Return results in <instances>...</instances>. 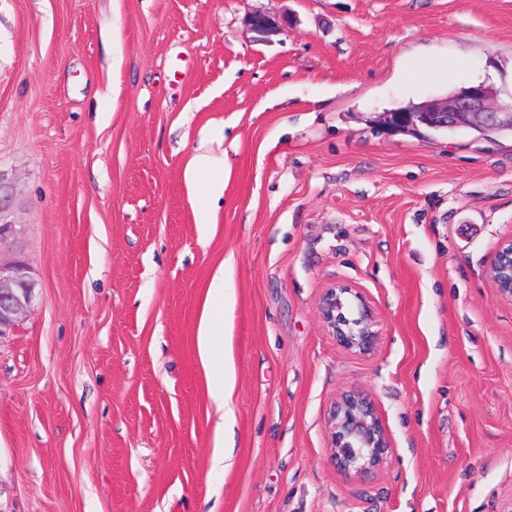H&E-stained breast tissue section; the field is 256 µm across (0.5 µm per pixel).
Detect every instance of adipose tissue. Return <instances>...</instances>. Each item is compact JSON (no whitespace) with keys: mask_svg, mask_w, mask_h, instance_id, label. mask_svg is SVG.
<instances>
[{"mask_svg":"<svg viewBox=\"0 0 512 512\" xmlns=\"http://www.w3.org/2000/svg\"><path fill=\"white\" fill-rule=\"evenodd\" d=\"M220 165L215 156L206 151L197 152L191 159L185 172V180L193 191L200 210H207L211 200L224 193V177L219 173ZM209 175L206 186H199L200 175ZM208 299L212 305L204 312L197 334V350L205 365L211 384V393L215 411L219 420L215 426L213 471H223L230 456L226 443V433L232 426L233 415L224 396V345L219 337L224 333V321L218 316L217 307L224 304V278L216 276L210 283Z\"/></svg>","mask_w":512,"mask_h":512,"instance_id":"1","label":"adipose tissue"}]
</instances>
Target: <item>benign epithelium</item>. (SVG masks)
<instances>
[{
  "mask_svg": "<svg viewBox=\"0 0 512 512\" xmlns=\"http://www.w3.org/2000/svg\"><path fill=\"white\" fill-rule=\"evenodd\" d=\"M383 124L411 130L425 125L435 131L493 126L512 130V101L498 99L484 84L463 88L445 99L423 103L416 111L385 113ZM497 292L512 300V238L502 242L489 267ZM35 284L22 262H0V337L14 328L34 299ZM318 312L336 344L360 356L372 354L380 339L379 320L370 302L346 283H336L319 296ZM332 460L346 474L367 477L384 463L391 448L388 430L372 398L346 391L330 408L326 420Z\"/></svg>",
  "mask_w": 512,
  "mask_h": 512,
  "instance_id": "benign-epithelium-1",
  "label": "benign epithelium"
}]
</instances>
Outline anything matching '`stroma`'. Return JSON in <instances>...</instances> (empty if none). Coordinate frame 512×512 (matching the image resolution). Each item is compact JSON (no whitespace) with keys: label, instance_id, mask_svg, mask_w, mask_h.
<instances>
[{"label":"stroma","instance_id":"obj_1","mask_svg":"<svg viewBox=\"0 0 512 512\" xmlns=\"http://www.w3.org/2000/svg\"><path fill=\"white\" fill-rule=\"evenodd\" d=\"M274 18L262 38L251 15ZM512 96V0H0V181L35 299L0 337V512H504L512 503V133L378 113ZM224 161L200 239L184 180ZM224 276L233 456L196 348ZM344 281L371 355L320 319ZM368 393L392 451L331 461ZM489 278L497 292L512 300V238L503 241L489 267ZM318 312L329 336L344 350L371 355L380 339L379 320L370 302L351 285L336 283L319 296ZM332 460L346 474L372 475L391 448L388 430L372 398L362 391H346L330 408L326 420Z\"/></svg>","mask_w":512,"mask_h":512}]
</instances>
